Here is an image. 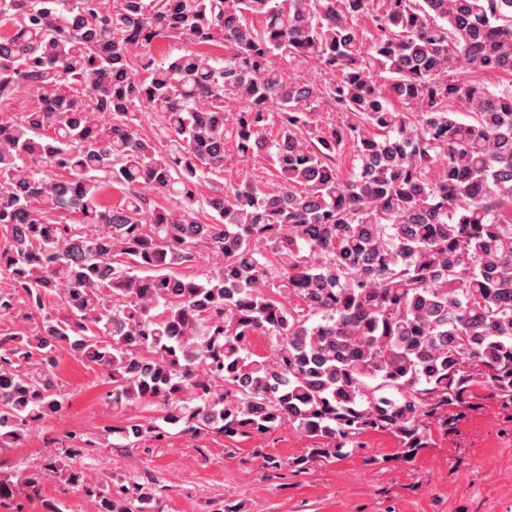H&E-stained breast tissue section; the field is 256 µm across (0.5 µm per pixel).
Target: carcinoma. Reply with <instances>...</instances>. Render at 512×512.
I'll return each mask as SVG.
<instances>
[{"instance_id":"1","label":"carcinoma","mask_w":512,"mask_h":512,"mask_svg":"<svg viewBox=\"0 0 512 512\" xmlns=\"http://www.w3.org/2000/svg\"><path fill=\"white\" fill-rule=\"evenodd\" d=\"M0 27V101L38 99L0 120V316L34 322L0 326V448L65 408L62 350L192 437L297 427L316 440L301 470L368 432L409 459L477 386L512 407V0H0ZM161 40L189 49L157 60ZM322 106L345 120L317 127ZM231 150L278 192L200 198ZM194 265L203 278L176 272ZM117 433L163 436L152 418ZM90 444L72 433L0 476V499L58 478L93 512H155L152 483L87 472ZM37 104L36 97L26 89H19L15 96L0 103V114L3 117H19Z\"/></svg>"}]
</instances>
